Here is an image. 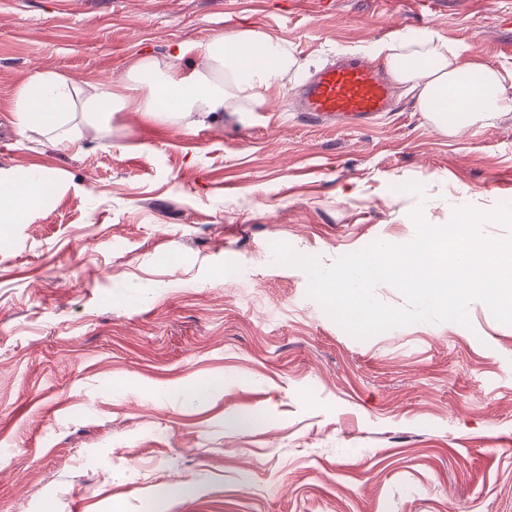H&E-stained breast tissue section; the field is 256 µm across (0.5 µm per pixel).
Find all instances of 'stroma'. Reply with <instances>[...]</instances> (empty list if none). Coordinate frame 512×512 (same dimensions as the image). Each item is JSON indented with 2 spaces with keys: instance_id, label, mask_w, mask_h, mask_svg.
Here are the masks:
<instances>
[{
  "instance_id": "obj_1",
  "label": "stroma",
  "mask_w": 512,
  "mask_h": 512,
  "mask_svg": "<svg viewBox=\"0 0 512 512\" xmlns=\"http://www.w3.org/2000/svg\"><path fill=\"white\" fill-rule=\"evenodd\" d=\"M258 28L301 68L270 112L188 125L136 104L77 147L20 134L36 69L123 82L206 68ZM468 47L512 90V0H0V169L56 193L0 240V512H512V325L358 340L274 264L409 242L421 211L512 203V112L436 132L405 87L362 126L288 110L314 70L393 31ZM224 383L205 404L183 389Z\"/></svg>"
}]
</instances>
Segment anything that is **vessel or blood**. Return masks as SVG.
Listing matches in <instances>:
<instances>
[{"label":"vessel or blood","mask_w":512,"mask_h":512,"mask_svg":"<svg viewBox=\"0 0 512 512\" xmlns=\"http://www.w3.org/2000/svg\"><path fill=\"white\" fill-rule=\"evenodd\" d=\"M391 87L366 61L332 63L299 87L295 109L313 123L364 121L389 111Z\"/></svg>","instance_id":"b4317fda"}]
</instances>
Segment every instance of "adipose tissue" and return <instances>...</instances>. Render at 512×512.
<instances>
[{"label": "adipose tissue", "mask_w": 512, "mask_h": 512, "mask_svg": "<svg viewBox=\"0 0 512 512\" xmlns=\"http://www.w3.org/2000/svg\"><path fill=\"white\" fill-rule=\"evenodd\" d=\"M239 46L251 49L256 63H244L235 53ZM466 53L462 44L431 37L411 41L398 31L378 51L393 81L415 93L418 110L444 134L512 110V92L500 74ZM204 54L209 73L185 74L171 62L145 59L118 85H81L51 71L34 72L16 95L17 124L22 132L52 134L76 145L96 129L102 115L124 110L136 92L140 111L159 121L194 113L253 112L267 106L271 90L301 66L285 41L256 28L216 37ZM75 112L81 113V123H71ZM55 190L48 177L25 186L19 175L0 171V228L24 223Z\"/></svg>", "instance_id": "obj_1"}]
</instances>
